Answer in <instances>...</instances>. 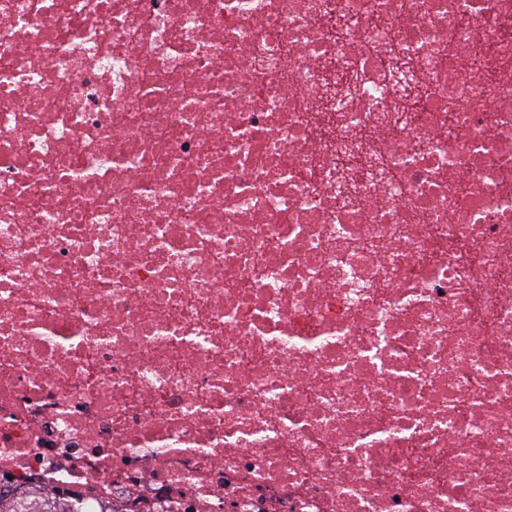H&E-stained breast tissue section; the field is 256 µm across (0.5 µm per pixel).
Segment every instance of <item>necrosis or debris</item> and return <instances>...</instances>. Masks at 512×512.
Returning a JSON list of instances; mask_svg holds the SVG:
<instances>
[{
	"instance_id": "1",
	"label": "necrosis or debris",
	"mask_w": 512,
	"mask_h": 512,
	"mask_svg": "<svg viewBox=\"0 0 512 512\" xmlns=\"http://www.w3.org/2000/svg\"><path fill=\"white\" fill-rule=\"evenodd\" d=\"M34 486L512 512V0H0V488Z\"/></svg>"
}]
</instances>
